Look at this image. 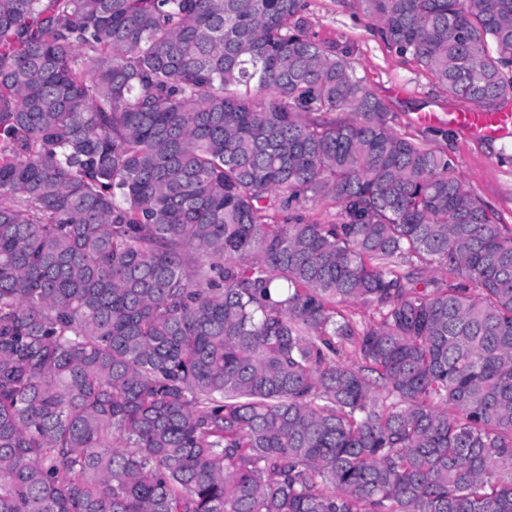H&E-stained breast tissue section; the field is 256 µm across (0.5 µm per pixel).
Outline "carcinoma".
<instances>
[{
  "label": "carcinoma",
  "mask_w": 512,
  "mask_h": 512,
  "mask_svg": "<svg viewBox=\"0 0 512 512\" xmlns=\"http://www.w3.org/2000/svg\"><path fill=\"white\" fill-rule=\"evenodd\" d=\"M359 3L506 108L512 0ZM304 8L0 0V512H512V226ZM317 224H336L340 221V207L331 201L305 202L296 204L292 211Z\"/></svg>",
  "instance_id": "cac0c4a2"
}]
</instances>
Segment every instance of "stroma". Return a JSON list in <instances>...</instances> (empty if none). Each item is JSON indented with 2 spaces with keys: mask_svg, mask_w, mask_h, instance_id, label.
Returning a JSON list of instances; mask_svg holds the SVG:
<instances>
[{
  "mask_svg": "<svg viewBox=\"0 0 512 512\" xmlns=\"http://www.w3.org/2000/svg\"><path fill=\"white\" fill-rule=\"evenodd\" d=\"M304 3L310 35L347 47L357 75L385 103L392 128L447 152L464 187L486 202L500 223L512 225V141L474 140L455 130L444 135L420 123L422 114L464 108L468 102L448 96L411 58L388 46L355 0Z\"/></svg>",
  "mask_w": 512,
  "mask_h": 512,
  "instance_id": "obj_1",
  "label": "stroma"
}]
</instances>
